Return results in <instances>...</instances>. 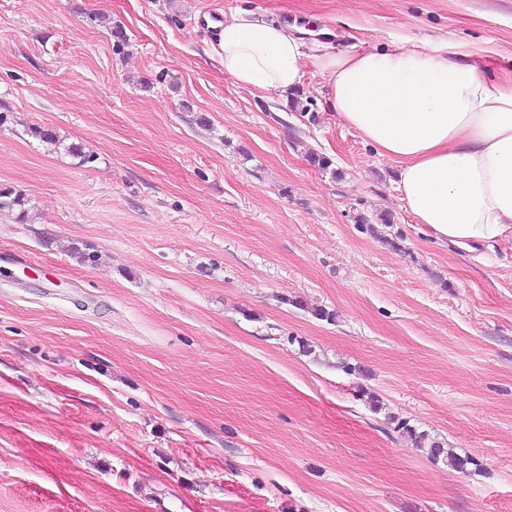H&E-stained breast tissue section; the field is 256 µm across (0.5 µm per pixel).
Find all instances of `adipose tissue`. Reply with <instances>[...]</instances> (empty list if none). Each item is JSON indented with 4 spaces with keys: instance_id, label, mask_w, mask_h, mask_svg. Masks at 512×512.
<instances>
[{
    "instance_id": "1",
    "label": "adipose tissue",
    "mask_w": 512,
    "mask_h": 512,
    "mask_svg": "<svg viewBox=\"0 0 512 512\" xmlns=\"http://www.w3.org/2000/svg\"><path fill=\"white\" fill-rule=\"evenodd\" d=\"M218 42L242 89L281 98L302 80L303 42L288 25L236 16ZM316 64L328 104L397 164L400 199L434 239L470 250L512 236V77L401 47Z\"/></svg>"
}]
</instances>
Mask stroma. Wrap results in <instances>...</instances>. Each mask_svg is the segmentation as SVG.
Masks as SVG:
<instances>
[{"label": "stroma", "mask_w": 512, "mask_h": 512, "mask_svg": "<svg viewBox=\"0 0 512 512\" xmlns=\"http://www.w3.org/2000/svg\"><path fill=\"white\" fill-rule=\"evenodd\" d=\"M220 6L302 27V110ZM391 44L511 75L512 0H0V512L512 507V237H430L314 62ZM28 199L11 187L0 186V211H17L18 219L23 221L26 217ZM398 430L402 434L409 437L416 444L424 446L428 444L431 456L437 460L446 463L448 468L453 470H462L467 464H472L469 457H461L456 454L453 449L446 448V443L438 440L437 438L431 439L425 432H418L416 428L409 426L408 423L402 422L398 425Z\"/></svg>", "instance_id": "1"}]
</instances>
